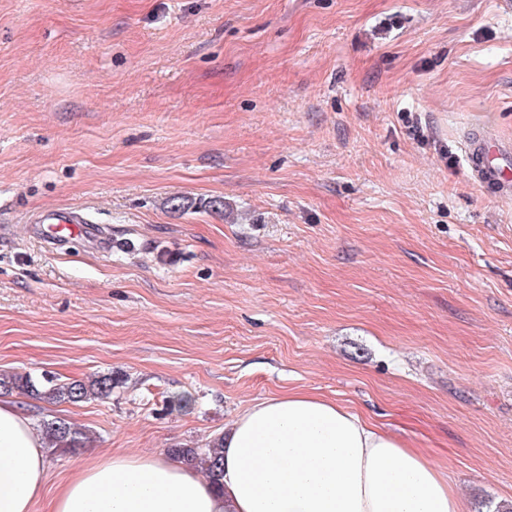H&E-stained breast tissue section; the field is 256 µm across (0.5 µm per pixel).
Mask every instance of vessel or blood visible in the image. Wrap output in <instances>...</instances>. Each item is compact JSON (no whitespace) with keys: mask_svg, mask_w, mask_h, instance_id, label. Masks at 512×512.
<instances>
[{"mask_svg":"<svg viewBox=\"0 0 512 512\" xmlns=\"http://www.w3.org/2000/svg\"><path fill=\"white\" fill-rule=\"evenodd\" d=\"M462 152L472 181L479 187L512 193V141L486 132H471L462 139ZM40 225L45 242L54 243L74 236L92 242L102 253L111 251L112 239L87 216L73 209L39 213L33 219Z\"/></svg>","mask_w":512,"mask_h":512,"instance_id":"b4317fda","label":"vessel or blood"}]
</instances>
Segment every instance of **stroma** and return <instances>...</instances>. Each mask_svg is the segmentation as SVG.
<instances>
[{
	"label": "stroma",
	"instance_id": "1",
	"mask_svg": "<svg viewBox=\"0 0 512 512\" xmlns=\"http://www.w3.org/2000/svg\"><path fill=\"white\" fill-rule=\"evenodd\" d=\"M478 127L512 139L506 0H0V372L121 379L26 398L86 436L35 512L292 389L422 450L471 512L512 506V196L465 171ZM65 207L116 248L39 239Z\"/></svg>",
	"mask_w": 512,
	"mask_h": 512
}]
</instances>
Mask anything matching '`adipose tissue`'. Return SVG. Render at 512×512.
<instances>
[{"instance_id":"obj_1","label":"adipose tissue","mask_w":512,"mask_h":512,"mask_svg":"<svg viewBox=\"0 0 512 512\" xmlns=\"http://www.w3.org/2000/svg\"><path fill=\"white\" fill-rule=\"evenodd\" d=\"M48 476L29 413L0 403V512H33ZM49 512H467L419 449L305 391L241 410L224 430V478L163 454L116 453L84 468Z\"/></svg>"}]
</instances>
